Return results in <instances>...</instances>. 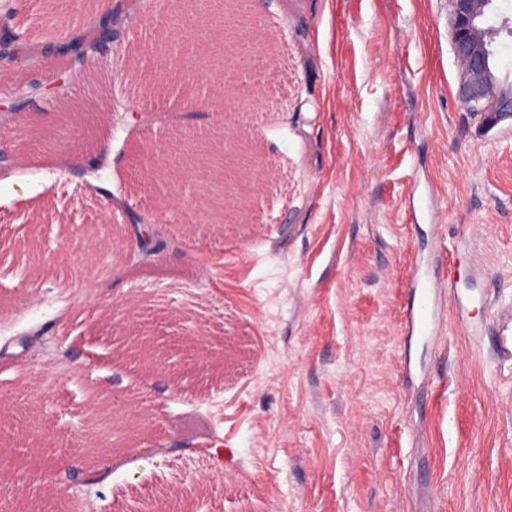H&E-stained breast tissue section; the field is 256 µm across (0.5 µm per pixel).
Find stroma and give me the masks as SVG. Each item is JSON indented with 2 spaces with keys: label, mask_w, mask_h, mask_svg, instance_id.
<instances>
[{
  "label": "stroma",
  "mask_w": 512,
  "mask_h": 512,
  "mask_svg": "<svg viewBox=\"0 0 512 512\" xmlns=\"http://www.w3.org/2000/svg\"><path fill=\"white\" fill-rule=\"evenodd\" d=\"M188 0H142L121 44L95 58L104 101L137 102L140 126L84 124L69 143L104 154L100 194L41 146L0 169V499L59 489L28 446L88 461L92 391L125 389L151 452L119 455L106 482L61 491L50 512H129L194 489L177 512H512V125L458 97L448 0H265L274 48L252 124L186 111L180 88L146 91L151 48ZM18 0L14 23L41 46L87 20ZM230 128L258 137L252 211L187 227L185 189L157 233L162 258L114 252L126 214L153 215L163 184L137 153ZM99 232L98 268L81 261ZM447 279L428 342L402 327L409 277ZM141 305L179 382L114 355V302Z\"/></svg>",
  "instance_id": "1"
}]
</instances>
